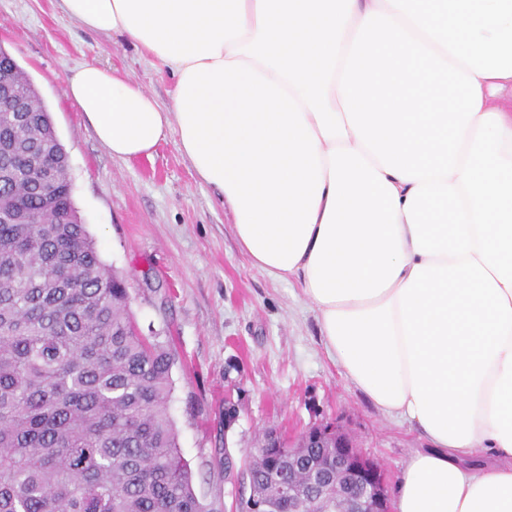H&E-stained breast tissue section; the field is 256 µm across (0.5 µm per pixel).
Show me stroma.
Instances as JSON below:
<instances>
[{"label":"stroma","mask_w":512,"mask_h":512,"mask_svg":"<svg viewBox=\"0 0 512 512\" xmlns=\"http://www.w3.org/2000/svg\"><path fill=\"white\" fill-rule=\"evenodd\" d=\"M0 49L49 112L78 214L102 261L126 279L139 332L173 358L170 415L207 512L248 494L224 470H240L265 432L293 437L331 419L396 487L424 440L345 379L299 284L252 265L220 193L198 181L176 135L152 157L114 158L66 95L67 78L90 61L116 67L163 104L175 77L125 38L84 30L58 0H0ZM228 404L237 411L230 424Z\"/></svg>","instance_id":"stroma-1"}]
</instances>
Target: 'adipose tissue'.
Wrapping results in <instances>:
<instances>
[{
	"mask_svg": "<svg viewBox=\"0 0 512 512\" xmlns=\"http://www.w3.org/2000/svg\"><path fill=\"white\" fill-rule=\"evenodd\" d=\"M158 59L83 64L113 157L168 134L344 376L426 442L394 512H512V0H60Z\"/></svg>",
	"mask_w": 512,
	"mask_h": 512,
	"instance_id": "1",
	"label": "adipose tissue"
}]
</instances>
